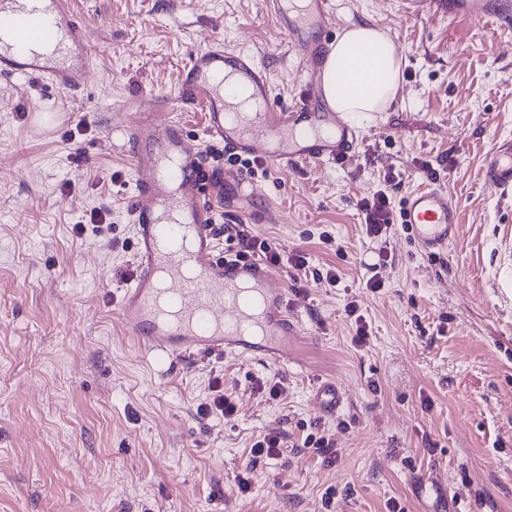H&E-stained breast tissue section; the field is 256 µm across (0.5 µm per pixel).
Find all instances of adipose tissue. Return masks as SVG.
<instances>
[{
    "label": "adipose tissue",
    "instance_id": "obj_1",
    "mask_svg": "<svg viewBox=\"0 0 512 512\" xmlns=\"http://www.w3.org/2000/svg\"><path fill=\"white\" fill-rule=\"evenodd\" d=\"M401 60L378 27L355 24L336 40L323 74L329 105L358 125L384 111L400 83Z\"/></svg>",
    "mask_w": 512,
    "mask_h": 512
}]
</instances>
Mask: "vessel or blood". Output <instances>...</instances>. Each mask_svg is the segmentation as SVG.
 Masks as SVG:
<instances>
[{"mask_svg":"<svg viewBox=\"0 0 512 512\" xmlns=\"http://www.w3.org/2000/svg\"><path fill=\"white\" fill-rule=\"evenodd\" d=\"M267 15L300 53L304 87L281 106L266 66L254 54L215 40L193 53L178 93L138 107L112 135L127 142L143 176L135 182L129 212L137 269L120 290L119 315L129 336L149 353L187 359L224 353H265L281 358L298 325L288 315L284 289L259 262L225 253L213 210L221 188L239 199L253 182L230 175L207 154L256 158L284 168L349 157L358 128L333 110L322 76L335 38L330 0H265ZM412 13L434 8L450 19L512 25V0H398ZM92 54L66 0H0V77H27L67 91L81 89ZM261 103L256 112L229 109L228 96ZM202 113V134L187 135L179 109ZM487 185L512 193V139L483 161ZM402 221L430 256L447 251L459 223L458 207L445 187L409 193Z\"/></svg>","mask_w":512,"mask_h":512,"instance_id":"obj_1","label":"vessel or blood"}]
</instances>
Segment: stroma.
Returning a JSON list of instances; mask_svg holds the SVG:
<instances>
[{
    "instance_id": "stroma-1",
    "label": "stroma",
    "mask_w": 512,
    "mask_h": 512,
    "mask_svg": "<svg viewBox=\"0 0 512 512\" xmlns=\"http://www.w3.org/2000/svg\"><path fill=\"white\" fill-rule=\"evenodd\" d=\"M69 3L94 57L83 91L0 77V512H386L391 498L446 512L450 495L460 512H512V196L481 179L484 154L512 138V28L331 0L341 28L389 35L402 80L345 163L256 179L251 228L308 257L297 279L276 277L299 334L280 362L230 355L168 370L118 316L121 276L135 270L136 166L112 127L131 99L173 96L212 38L257 55L284 105L302 91L300 57L263 0ZM33 98L72 121L30 118ZM391 179L397 204L444 183L460 208L447 252L427 257L400 224L366 235L359 203ZM95 209L107 229L77 234ZM352 303L368 325L361 344ZM320 380L340 389L336 413L318 407ZM266 381L285 392L262 397ZM218 388L234 414L200 415ZM273 429L284 453L261 460L241 494L250 448ZM311 432L331 439L333 462L305 447ZM418 473L442 491L416 488Z\"/></svg>"
}]
</instances>
